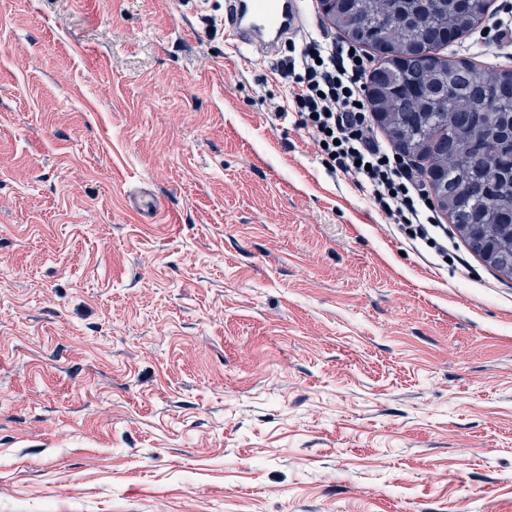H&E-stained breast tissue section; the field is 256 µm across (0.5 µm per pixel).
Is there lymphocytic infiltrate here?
<instances>
[{"mask_svg": "<svg viewBox=\"0 0 512 512\" xmlns=\"http://www.w3.org/2000/svg\"><path fill=\"white\" fill-rule=\"evenodd\" d=\"M276 71L288 86L286 101L274 106L276 117L296 118L319 146L328 169L353 177L372 205L412 244L429 245L447 256L425 185L375 133L366 105L362 51L324 33L292 51Z\"/></svg>", "mask_w": 512, "mask_h": 512, "instance_id": "lymphocytic-infiltrate-1", "label": "lymphocytic infiltrate"}]
</instances>
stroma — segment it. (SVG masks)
Returning <instances> with one entry per match:
<instances>
[{"mask_svg": "<svg viewBox=\"0 0 512 512\" xmlns=\"http://www.w3.org/2000/svg\"><path fill=\"white\" fill-rule=\"evenodd\" d=\"M225 9L0 0V512H512V279L330 173Z\"/></svg>", "mask_w": 512, "mask_h": 512, "instance_id": "35a3bbf8", "label": "stroma"}]
</instances>
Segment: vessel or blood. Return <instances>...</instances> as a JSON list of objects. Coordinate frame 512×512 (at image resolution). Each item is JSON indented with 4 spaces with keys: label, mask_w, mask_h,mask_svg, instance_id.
Segmentation results:
<instances>
[{
    "label": "vessel or blood",
    "mask_w": 512,
    "mask_h": 512,
    "mask_svg": "<svg viewBox=\"0 0 512 512\" xmlns=\"http://www.w3.org/2000/svg\"><path fill=\"white\" fill-rule=\"evenodd\" d=\"M302 8V0H231L224 25L234 48L259 47L271 55L297 28Z\"/></svg>",
    "instance_id": "vessel-or-blood-1"
}]
</instances>
